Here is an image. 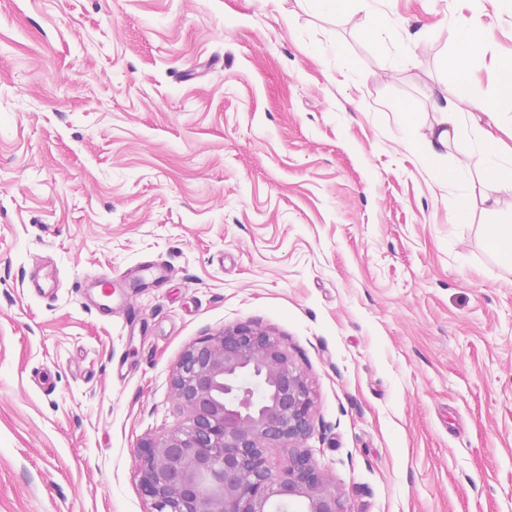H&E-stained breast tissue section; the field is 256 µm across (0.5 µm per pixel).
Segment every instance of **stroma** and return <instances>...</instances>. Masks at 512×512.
<instances>
[{
	"mask_svg": "<svg viewBox=\"0 0 512 512\" xmlns=\"http://www.w3.org/2000/svg\"><path fill=\"white\" fill-rule=\"evenodd\" d=\"M377 8L0 0V512H153L135 472L188 422L173 370L238 323L305 370L304 446L352 512H512V267L485 239L512 192L476 175L457 209L474 136L408 145L493 93L512 0ZM472 16L463 67L447 23Z\"/></svg>",
	"mask_w": 512,
	"mask_h": 512,
	"instance_id": "stroma-1",
	"label": "stroma"
}]
</instances>
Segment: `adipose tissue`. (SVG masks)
<instances>
[{"instance_id":"ef3b65f1","label":"adipose tissue","mask_w":512,"mask_h":512,"mask_svg":"<svg viewBox=\"0 0 512 512\" xmlns=\"http://www.w3.org/2000/svg\"><path fill=\"white\" fill-rule=\"evenodd\" d=\"M501 100H512V61H507L501 72L500 82L495 98L482 102H474L462 96L455 100L445 101L440 105V117L435 124L427 127L420 136V148L424 154H436L438 149L448 147L462 133V120L469 115L472 108H479L487 114L491 127L481 128L478 147L468 153L464 159L449 171L448 179L453 182L459 192H466L473 173H480L495 182L499 187L512 190V163L506 162L504 153L493 150L496 130L503 124L497 112V103Z\"/></svg>"}]
</instances>
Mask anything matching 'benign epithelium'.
Returning <instances> with one entry per match:
<instances>
[{"label":"benign epithelium","mask_w":512,"mask_h":512,"mask_svg":"<svg viewBox=\"0 0 512 512\" xmlns=\"http://www.w3.org/2000/svg\"><path fill=\"white\" fill-rule=\"evenodd\" d=\"M172 399L189 425L139 450L154 512H352L301 447L313 429L307 376L270 333L238 324L187 349ZM286 448L280 463L266 455Z\"/></svg>","instance_id":"obj_1"}]
</instances>
